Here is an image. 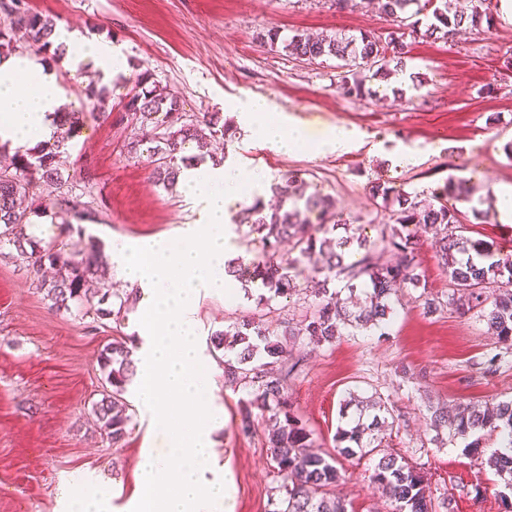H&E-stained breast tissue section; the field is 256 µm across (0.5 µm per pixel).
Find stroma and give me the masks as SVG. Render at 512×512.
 <instances>
[{
  "instance_id": "35a3bbf8",
  "label": "stroma",
  "mask_w": 512,
  "mask_h": 512,
  "mask_svg": "<svg viewBox=\"0 0 512 512\" xmlns=\"http://www.w3.org/2000/svg\"><path fill=\"white\" fill-rule=\"evenodd\" d=\"M60 18L80 36L118 46L125 66L103 80L93 71L71 72L68 57L53 59L66 90L69 109H82L87 86L107 88L113 109L132 87L136 74L176 91L187 114H219L233 123L231 102L265 97L272 113L298 120L310 137L333 125L353 129L359 141L350 152L317 154L303 148L289 155L269 152L241 133L209 146L211 155L264 173L263 198L273 203L271 185L291 172L330 195L351 224L377 238L389 213L369 192L382 179L409 193L432 192L447 180L474 186L459 201L467 235L512 254V223H503L493 196L512 186V21L495 16L491 29L466 30L447 39H413L404 70L388 81L367 78L372 93L347 97L338 92L339 62L307 63L268 52L258 37L275 27L296 32L385 34L389 19L376 6L336 9L332 0H29ZM139 132L132 117L107 123L86 121L72 141L66 170L84 202L97 213L83 223L84 237L101 248L116 240L177 236L197 215L184 190L169 192L149 177L145 160L131 158L127 141ZM418 152L419 165L393 166L394 150ZM482 217H475V210ZM28 260L18 253L0 257V512H63L77 481L108 488L113 512H123L136 488L141 448L163 449L136 400L124 398L132 422L127 436L112 445L91 416L93 402L110 385L100 367L104 347L126 341L130 352L143 343L140 305L130 303L124 318L99 322L77 311L51 309ZM259 289H237L233 296L204 295L196 308L197 343L206 350L212 331L244 315L265 316L269 324L299 319L304 295L260 301ZM395 316L386 331L348 329L336 342L297 341L300 359L290 377L288 396L315 449L334 451L344 396L379 393L398 418L390 445L410 465L424 471L434 500L450 497L455 512H512V502L494 494L476 496V486L499 481L487 464L495 443L483 439L478 451L462 440H436L430 407L455 408L512 398V347L498 342L485 321L448 308L424 314L413 289H399ZM500 354L497 372L485 360ZM212 394L224 411L215 450L233 491L235 512H267L276 484L265 428L252 437L238 432L242 392L224 384L214 356ZM372 459L345 460L333 494L347 512H391L388 498L368 475Z\"/></svg>"
}]
</instances>
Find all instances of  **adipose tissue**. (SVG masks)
Listing matches in <instances>:
<instances>
[{
    "label": "adipose tissue",
    "instance_id": "1",
    "mask_svg": "<svg viewBox=\"0 0 512 512\" xmlns=\"http://www.w3.org/2000/svg\"><path fill=\"white\" fill-rule=\"evenodd\" d=\"M77 51L71 60L72 70L92 69L102 78L113 77L122 60L108 41H85L68 34ZM65 103L64 91L54 69L29 54L0 59V142L32 148L51 141L55 131L53 119ZM239 126L257 131L269 151L288 154L308 146L318 153H344L355 147L354 131L336 125L325 129L318 138L295 124L291 117L270 115L266 99L249 96L232 104Z\"/></svg>",
    "mask_w": 512,
    "mask_h": 512
}]
</instances>
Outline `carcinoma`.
<instances>
[{
    "label": "carcinoma",
    "mask_w": 512,
    "mask_h": 512,
    "mask_svg": "<svg viewBox=\"0 0 512 512\" xmlns=\"http://www.w3.org/2000/svg\"><path fill=\"white\" fill-rule=\"evenodd\" d=\"M469 11L452 10L448 0H376L378 9L392 21L386 37L368 32L321 34L316 37L295 33L287 38L272 27L261 34L260 42L272 51L315 63L324 58L341 61L344 74L336 89L345 96L364 93L362 71L386 78L390 65L401 70L411 52L407 32H416L413 17L432 7L431 22L425 34H442L482 25L492 26L493 13L488 0H470ZM0 11L9 23L0 26V56L21 47L60 57L65 45L56 42L57 17L26 7L25 0H0ZM136 91L126 94L123 110L134 116L143 129L141 137L125 144L133 157H146L153 182L170 190L182 170L203 161L200 152L216 136H228L229 128L216 114L200 127L182 112L177 92L158 83H149L146 73L135 80ZM89 110L58 113L61 132L56 138L25 152H16L9 164L0 167V250L6 246L30 255L32 266L41 270L47 264L54 270L49 279H37L51 307L71 308L93 319L120 315L129 298L119 299L117 310L107 307L111 297L105 288L104 256L94 241L55 239L45 244L26 233L30 216L46 209L55 210L61 219V232L70 233L74 222L86 218L78 211L73 184L65 177L60 158L69 148L76 130L89 118L112 119L105 91L89 88ZM197 152L187 154L190 144ZM309 183L290 173L272 187L278 205L266 208L258 198L244 203L233 218L248 226V235L259 245L261 257L248 263L237 259L228 267L232 279L244 287L255 285L277 297L290 296L301 286L307 266L320 276V288L305 306L299 326L286 329L273 338L265 324L243 318L210 334L209 350L222 351L224 384L247 394L238 430L250 435L255 423L267 428V439L274 466L276 498L271 512H347L342 501L330 491L343 479L336 467L339 459L378 456L370 474L391 501L392 512H433L430 487L424 473L397 454L378 455L387 431L396 418L379 396L349 395L340 403V424L334 440L336 456L312 451L314 438L302 425L288 402L286 379L291 369L288 337H302L311 343H332L347 328L384 327L393 317L390 297L398 288H421L423 308L431 312L441 305L426 291L418 268V242L408 231L410 225H423L434 231V246L442 269L448 274L453 293L448 305L461 314L471 311L486 320L488 330L498 341L512 346V257L496 253L493 245L473 241L464 235V224L449 201L463 195L461 183L448 179L444 186L426 198L400 192L385 182L371 186V195L382 200L390 212L391 224L380 238L370 240L357 234L352 224L336 213L335 201ZM297 249L298 256L284 265L276 261L282 243ZM364 251L361 259L348 263L352 246ZM102 368L112 391L92 404V412L112 444L128 434L132 421L123 401L133 375L129 351L113 341L101 356ZM430 426L448 430L453 439H467L476 432L494 438L497 450L489 464L512 492V399L481 406L433 408Z\"/></svg>",
    "instance_id": "1"
}]
</instances>
